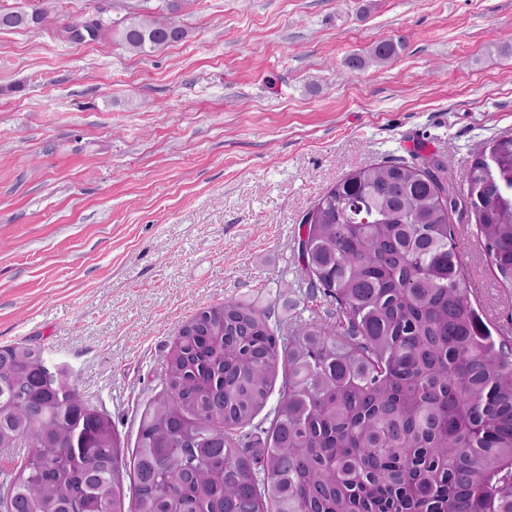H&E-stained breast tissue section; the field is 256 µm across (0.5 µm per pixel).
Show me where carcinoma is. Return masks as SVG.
Returning <instances> with one entry per match:
<instances>
[{
  "label": "carcinoma",
  "mask_w": 512,
  "mask_h": 512,
  "mask_svg": "<svg viewBox=\"0 0 512 512\" xmlns=\"http://www.w3.org/2000/svg\"><path fill=\"white\" fill-rule=\"evenodd\" d=\"M45 11L0 8V28ZM147 54L187 31L140 4L65 26ZM382 41L352 74L388 62ZM447 162L357 168L303 216L310 315L227 300L200 310L139 417L133 467L112 415L27 344L0 348V512H512V336L475 308L450 214L467 208L512 286V134L448 188ZM283 376L270 428L255 422Z\"/></svg>",
  "instance_id": "obj_1"
}]
</instances>
